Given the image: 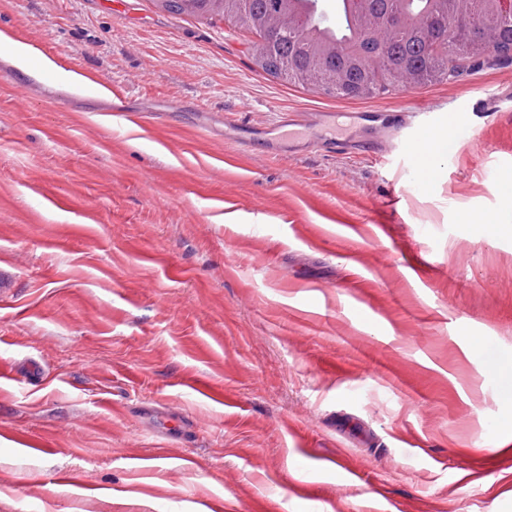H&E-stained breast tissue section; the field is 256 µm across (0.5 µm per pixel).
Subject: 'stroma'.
<instances>
[{
  "instance_id": "35a3bbf8",
  "label": "stroma",
  "mask_w": 512,
  "mask_h": 512,
  "mask_svg": "<svg viewBox=\"0 0 512 512\" xmlns=\"http://www.w3.org/2000/svg\"><path fill=\"white\" fill-rule=\"evenodd\" d=\"M253 42L153 0H0V512H512V236L472 220L512 225V59L358 102ZM358 107L426 118L374 158L243 144ZM452 109L471 134L414 188ZM446 132H430L423 136L419 144V151L425 162L426 167L431 171L436 167L439 158L442 154L438 152V144L445 136Z\"/></svg>"
}]
</instances>
